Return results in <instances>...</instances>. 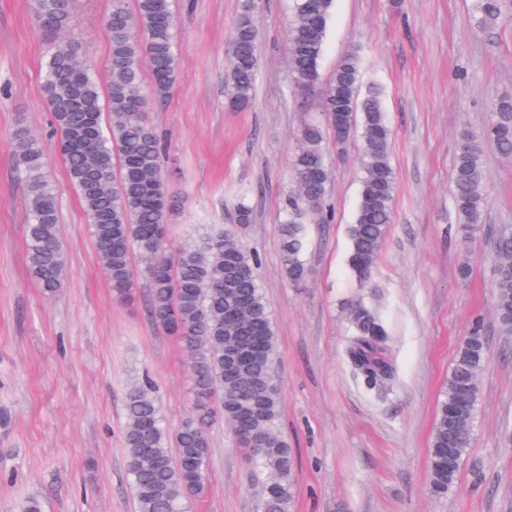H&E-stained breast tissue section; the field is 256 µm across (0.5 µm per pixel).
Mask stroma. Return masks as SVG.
I'll return each instance as SVG.
<instances>
[{"mask_svg":"<svg viewBox=\"0 0 512 512\" xmlns=\"http://www.w3.org/2000/svg\"><path fill=\"white\" fill-rule=\"evenodd\" d=\"M107 0H77L73 28L96 69L110 43ZM472 0H334L320 81L290 76L291 0H258L260 66L252 106L224 103L225 55L239 0H176V82L152 105L166 143L162 166L181 207L173 247L194 228L232 229L258 254L259 284L277 332L280 429L294 450L291 512H512V336L493 308L491 259L512 229V156L487 148L482 233H455L452 174L463 132L481 133L494 103L512 96V21L480 30ZM47 36L32 0H0V512L30 498L42 512H136L126 475L124 405L149 380L177 425L190 395L186 358L148 314V286L112 293L82 203L52 134L42 82ZM362 56L364 85L379 86L392 131L396 188L390 224L368 283L348 268V226L359 197L360 135L330 157L328 221L306 226L307 275L281 271L279 229L296 189L291 158L303 123L322 117L341 57ZM37 135L56 187L64 288L46 299L25 248L26 189L12 134ZM253 209L236 220L238 204ZM469 265L461 276V265ZM382 317L397 377L368 389L352 370L351 310ZM487 342L474 432L447 496L428 489L436 407L456 351L472 328ZM208 489L188 512H264L253 464L223 417L210 427Z\"/></svg>","mask_w":512,"mask_h":512,"instance_id":"stroma-1","label":"stroma"}]
</instances>
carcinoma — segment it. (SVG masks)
<instances>
[{
  "instance_id": "cac0c4a2",
  "label": "carcinoma",
  "mask_w": 512,
  "mask_h": 512,
  "mask_svg": "<svg viewBox=\"0 0 512 512\" xmlns=\"http://www.w3.org/2000/svg\"><path fill=\"white\" fill-rule=\"evenodd\" d=\"M334 0H293L287 31L288 68L295 85L308 88L320 78ZM74 0H33V12L48 35L43 87L62 158L82 202L90 234L115 296L129 298L134 276L149 287V312L156 328L176 337L188 358L191 409L174 431L165 425L147 381L135 382L125 401L123 443L137 512H187L188 501L206 488L211 453L209 428L216 415L237 430L251 418L258 449L245 448L256 464L264 492V512H289L293 499V450L282 435L280 394L267 362L235 374L227 371L224 347L262 336L275 354L276 332L259 285V256L231 229H211L173 253L168 229L175 210L163 174V146L151 120V104L164 100L176 81L174 0H110L104 27L111 51L106 80L85 58L82 42L70 31ZM256 0H242L225 61V104L247 108L255 95L259 67ZM512 16V0H472L476 27L492 28ZM149 83H144L143 72ZM342 152L361 129L360 192L349 226V269L366 281L376 265L388 226L396 173L390 161L391 129L382 91L362 89L356 49L345 54L328 84L323 121H308L293 155L297 191L288 198L281 221L283 276L293 285L306 277L305 224L322 212L330 171L328 137ZM16 171L26 186V245L30 268L46 297L64 285L55 187L44 171V153L25 127L14 135ZM512 155V100L491 109L479 137L464 136L453 170L456 233L474 238L483 226L480 186L486 178L485 148ZM139 262L134 267L133 261ZM494 307L502 333L512 335V232L497 239L492 260ZM353 334L347 355L371 389L390 383L396 369L384 355L386 329L371 311L351 313ZM486 348L479 331L459 346L437 406L429 453V491L444 496L459 472L439 466L444 448L464 461L479 400V374Z\"/></svg>"
}]
</instances>
